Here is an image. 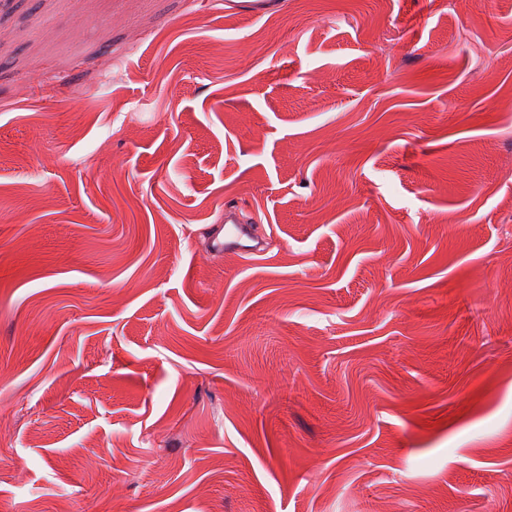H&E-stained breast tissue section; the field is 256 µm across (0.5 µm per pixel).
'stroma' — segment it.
<instances>
[{"label":"stroma","mask_w":512,"mask_h":512,"mask_svg":"<svg viewBox=\"0 0 512 512\" xmlns=\"http://www.w3.org/2000/svg\"><path fill=\"white\" fill-rule=\"evenodd\" d=\"M1 57L0 512H512V0H0ZM240 220L233 207L226 208L225 226L218 227L213 235L215 249L223 251L245 250L252 253L259 252V244H256L257 236L251 224H244ZM254 243V244H248Z\"/></svg>","instance_id":"obj_1"}]
</instances>
